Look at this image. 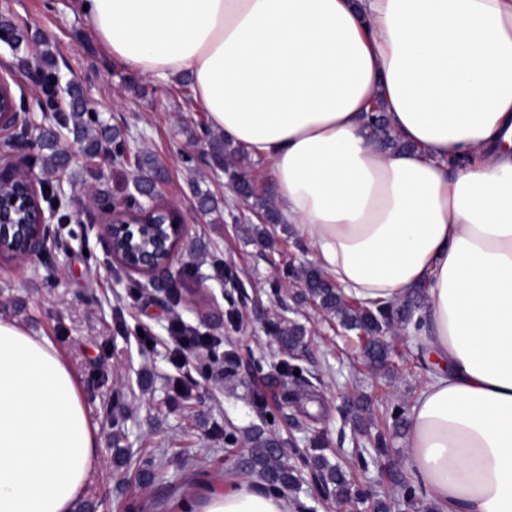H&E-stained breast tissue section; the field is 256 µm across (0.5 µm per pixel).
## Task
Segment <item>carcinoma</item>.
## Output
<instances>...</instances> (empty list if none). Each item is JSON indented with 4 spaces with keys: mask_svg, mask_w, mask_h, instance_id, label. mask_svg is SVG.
I'll use <instances>...</instances> for the list:
<instances>
[{
    "mask_svg": "<svg viewBox=\"0 0 512 512\" xmlns=\"http://www.w3.org/2000/svg\"><path fill=\"white\" fill-rule=\"evenodd\" d=\"M53 119L64 128L71 129L74 137L84 143L87 154L94 155L103 140L112 144V155L121 157L127 150V142L121 130L100 121L99 117L87 111L84 99L78 92H72L69 114H55ZM368 125L376 139L384 146L392 149L406 147L393 131L383 110L370 113ZM40 149L48 152L43 158L47 170L54 172L67 164V154L59 148L53 126H39L36 136ZM209 155L213 164L230 174L233 187L244 199L256 197L251 178L234 165V160L243 156V149L233 145L222 136H211L208 141ZM135 185L143 195H150L157 187L161 168L155 160L146 154L137 156L135 164ZM295 279L300 281L304 289L301 298L319 310L336 319L338 324L347 331L362 333L368 338L363 348L364 355L370 360L375 370H387L391 346L385 336L399 328L414 325L420 328L421 322L414 321V316L421 310L416 293L400 303H381L376 307L358 305L346 299L327 276L316 266H307L296 273ZM277 342L285 349L295 350L303 341L305 329L294 321H283L274 326ZM224 441L229 445L243 442L248 454L241 464L243 471L259 479L268 490L280 492L294 486L305 469L309 470L315 482L328 497L341 499L349 496L350 474L340 465H331L319 454L323 444L316 441L311 450L293 449L296 463L284 461L285 451L280 448L279 441L259 430L244 439L232 433H224ZM400 489L401 502L415 509L425 507L420 492L407 476L395 475Z\"/></svg>",
    "mask_w": 512,
    "mask_h": 512,
    "instance_id": "obj_1",
    "label": "carcinoma"
}]
</instances>
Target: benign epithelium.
<instances>
[{
    "label": "benign epithelium",
    "instance_id": "1",
    "mask_svg": "<svg viewBox=\"0 0 512 512\" xmlns=\"http://www.w3.org/2000/svg\"><path fill=\"white\" fill-rule=\"evenodd\" d=\"M30 125L28 115L16 110L11 84L0 75V139L14 148L28 146L27 138L18 135L19 129ZM19 163L0 167V184L21 181L26 185L23 194H15L10 205L0 203V260L24 266L41 257L50 237V216L40 202L37 179L31 169ZM105 208L111 218L98 225L99 236L108 245V253L127 273L141 275L149 284L163 282L171 267L178 261V245L188 233L189 225L178 212L161 206L156 197L140 201L132 196ZM162 211L170 217L167 224H155L151 215Z\"/></svg>",
    "mask_w": 512,
    "mask_h": 512
}]
</instances>
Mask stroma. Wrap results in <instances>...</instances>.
<instances>
[{"label":"stroma","mask_w":512,"mask_h":512,"mask_svg":"<svg viewBox=\"0 0 512 512\" xmlns=\"http://www.w3.org/2000/svg\"><path fill=\"white\" fill-rule=\"evenodd\" d=\"M0 13L27 38H0V62L10 64L17 109L41 114L47 99L27 78L32 69L59 78L56 109L66 112L68 86L78 87L101 121L119 126L133 147L164 170L159 204L172 206L190 223L180 242L182 261L166 281L168 297L155 299L144 277L128 276L93 229L107 220L89 193L110 198L133 194V165L101 151L100 178L82 164V146L67 129L59 140L73 155L64 173L52 174V215L57 241L25 267L0 265V315L53 339L75 368L90 415L101 429L98 472L87 487L91 512H178L194 480L235 474L238 449L226 431L244 436L261 429L286 448L311 447L323 437L328 458L365 455L369 468L351 475L365 489L353 512H372L377 499H396L393 473L403 471L402 439L392 433L386 410L409 407L426 376L415 357L414 337H391L396 377L369 368L355 334L334 318L299 302L291 271L312 254L293 228L276 230L272 245L255 241L258 219L239 198L223 169L208 155L214 135L207 115L187 107L189 75L173 80L142 76L112 59L77 0H9ZM223 200L218 216L199 215L198 191ZM218 340L219 357L204 363L189 353L175 364L168 343L172 318ZM290 319L306 329L302 347L287 355L271 324ZM150 343H143L141 333ZM303 368L302 379L280 369ZM124 398L114 402L115 391ZM369 399L362 427H355L347 398ZM389 434L388 456H375L371 436Z\"/></svg>","instance_id":"stroma-1"}]
</instances>
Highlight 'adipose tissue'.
Listing matches in <instances>:
<instances>
[{
  "label": "adipose tissue",
  "instance_id": "1",
  "mask_svg": "<svg viewBox=\"0 0 512 512\" xmlns=\"http://www.w3.org/2000/svg\"><path fill=\"white\" fill-rule=\"evenodd\" d=\"M80 2L114 60L190 75L347 296L425 288L404 468L431 512H512V0ZM375 101L402 149L371 137ZM101 447L55 342L0 317V512H74ZM189 508L291 512L239 475Z\"/></svg>",
  "mask_w": 512,
  "mask_h": 512
}]
</instances>
